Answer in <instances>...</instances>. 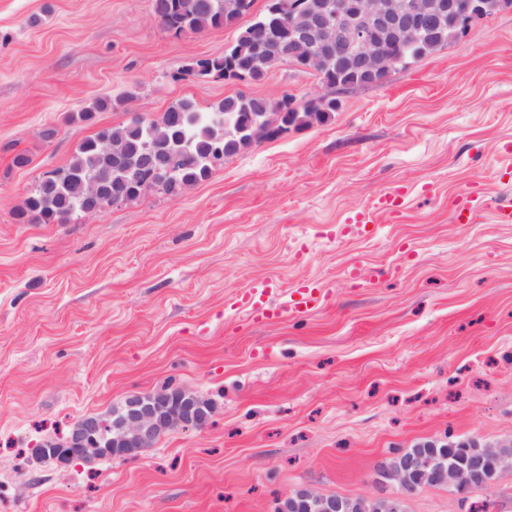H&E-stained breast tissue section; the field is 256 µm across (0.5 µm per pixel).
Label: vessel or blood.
<instances>
[{
  "mask_svg": "<svg viewBox=\"0 0 512 512\" xmlns=\"http://www.w3.org/2000/svg\"><path fill=\"white\" fill-rule=\"evenodd\" d=\"M323 287L311 281L298 285L288 300L280 305L270 304L269 299L276 290L271 282L262 281L249 287L242 296L241 302L247 306L250 318L256 321H274L285 312L306 313L319 308L322 303Z\"/></svg>",
  "mask_w": 512,
  "mask_h": 512,
  "instance_id": "obj_1",
  "label": "vessel or blood"
}]
</instances>
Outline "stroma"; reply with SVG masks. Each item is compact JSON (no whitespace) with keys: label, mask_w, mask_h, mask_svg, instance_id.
Returning a JSON list of instances; mask_svg holds the SVG:
<instances>
[{"label":"stroma","mask_w":512,"mask_h":512,"mask_svg":"<svg viewBox=\"0 0 512 512\" xmlns=\"http://www.w3.org/2000/svg\"><path fill=\"white\" fill-rule=\"evenodd\" d=\"M267 4L176 37L152 0H0V512H277L299 491L388 492L379 470L399 450L512 439V224L498 221L512 207V8L181 195L15 220L83 139L134 114L323 94L288 64L260 83L180 79ZM104 98L116 107L76 119ZM398 190L375 235L345 234ZM469 197L480 205L456 223ZM264 279L277 301L304 279L328 301L253 322L237 300ZM165 387L210 402L208 422L130 457L34 461L83 418ZM482 506L512 512V463L481 493L429 486L406 508Z\"/></svg>","instance_id":"obj_1"}]
</instances>
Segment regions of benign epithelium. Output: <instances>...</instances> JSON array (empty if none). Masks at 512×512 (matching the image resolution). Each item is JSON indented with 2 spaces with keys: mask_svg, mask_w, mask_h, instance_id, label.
Instances as JSON below:
<instances>
[{
  "mask_svg": "<svg viewBox=\"0 0 512 512\" xmlns=\"http://www.w3.org/2000/svg\"><path fill=\"white\" fill-rule=\"evenodd\" d=\"M472 4L473 0H362L359 9L352 11L348 0H319L315 13L299 28L275 19L269 28L268 50L276 54L285 42L301 41L310 50L309 58L318 54L339 57L382 82L396 69L394 49L417 45L424 38L425 28L447 13L469 18ZM210 412L204 400L187 391L131 396L113 420L98 416L82 419L49 453L59 464L80 459L81 455L73 452L75 448L103 457L124 456L150 446L166 430L201 426ZM459 445L474 449L472 461L439 468L427 477V483L448 485L464 494L487 486L501 457L498 447L482 445L474 438L462 440ZM420 464L418 456L401 461L393 475L396 489L385 500L402 504L422 486L411 479Z\"/></svg>",
  "mask_w": 512,
  "mask_h": 512,
  "instance_id": "benign-epithelium-1",
  "label": "benign epithelium"
}]
</instances>
